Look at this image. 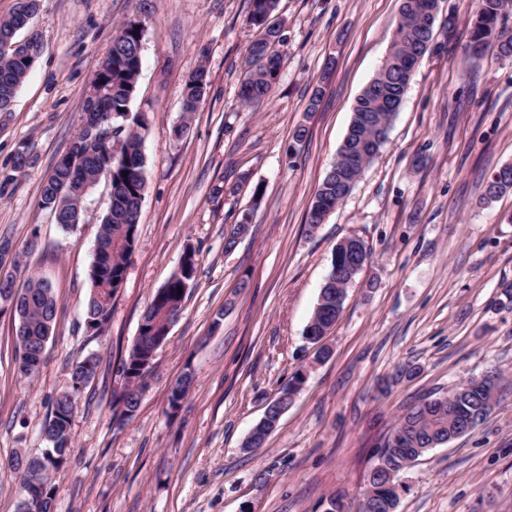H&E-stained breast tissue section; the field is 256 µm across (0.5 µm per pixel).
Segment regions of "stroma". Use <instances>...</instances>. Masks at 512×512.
I'll list each match as a JSON object with an SVG mask.
<instances>
[{
  "label": "stroma",
  "instance_id": "obj_1",
  "mask_svg": "<svg viewBox=\"0 0 512 512\" xmlns=\"http://www.w3.org/2000/svg\"><path fill=\"white\" fill-rule=\"evenodd\" d=\"M475 7L440 0L433 47L385 146L312 231L310 202L386 58L401 0H278L281 72L253 106L238 96L255 36L248 0H41L33 25L43 52L11 111L0 112V180L9 181L0 238L22 254L17 279L45 278L59 306L32 380L15 372L16 321L0 310V512H16L19 501L10 459L45 448L52 401L90 354L98 372L78 397L70 452L52 479L56 512H327L334 498L354 510L378 446L410 404L490 369L512 385V304L501 294L512 282V192L479 203L490 175L512 164V58H468ZM133 18L146 28L130 110L147 118V189L125 280L95 331L85 307L109 185L88 196L73 232L42 209L41 187L78 128L115 29ZM201 64L209 84L187 115L185 80ZM184 121L188 131L174 136ZM301 126L308 135L299 142ZM21 149L30 164L16 174ZM244 219L248 235L225 249L228 228ZM34 234L41 247L25 253ZM350 234L371 257L320 362L304 330L333 249ZM189 246L196 278L136 415L123 418L122 361ZM188 368L195 385L171 411L170 388ZM299 370L306 379L275 431L243 452L264 402ZM403 478L397 512H512V389L482 426L434 448Z\"/></svg>",
  "mask_w": 512,
  "mask_h": 512
}]
</instances>
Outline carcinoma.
Masks as SVG:
<instances>
[{"label": "carcinoma", "instance_id": "1", "mask_svg": "<svg viewBox=\"0 0 512 512\" xmlns=\"http://www.w3.org/2000/svg\"><path fill=\"white\" fill-rule=\"evenodd\" d=\"M40 0H17L14 12L0 18V37L22 41V33L13 31L19 10L34 11ZM439 7L436 0H403L401 19L391 47L396 49L395 63L382 65L370 86L359 96L349 126L348 134L340 147L336 162L319 184L309 208V228L323 223L324 219L355 188L365 168L379 154L387 139L379 138L382 131H390L393 118L402 103L407 79L403 69L422 58L431 49L433 28L437 14L426 13L418 4ZM509 0H478L471 18V37L468 53L481 58L492 50L501 58L512 57V27L502 22ZM276 7V0H249L247 23L256 30L255 38L247 48L250 69L242 80L238 95L245 104L265 99L276 84L282 64L280 47L286 38L281 29L269 23ZM145 30L138 23L128 20L113 33L107 52L110 65L104 68L93 84L104 82L107 87L100 107L112 112V117L102 123V132L112 134L108 142L93 145L95 158L80 175L60 172L52 167V176L43 182L41 205L51 213L59 212L67 223L61 228L69 231L83 223L84 202L89 193L82 192L83 184L94 178L103 160L112 167V210L106 212L99 224L97 241L102 249L95 252L90 270L91 291L86 307L88 327L98 331L108 321L112 299L124 282L128 259L136 237L141 200L146 188L145 158L142 151V130L146 129L144 115L131 113L129 104L137 91L141 72L142 49ZM30 68L13 59V51L0 49V102L3 95H16L25 82ZM208 86V72L200 64L185 81L186 112L195 111V102L202 98ZM370 141L374 149L361 154L357 145ZM507 192H512V164L501 166L487 181L480 199L489 204ZM359 245L353 236L336 244L331 267L320 289L319 296L306 327L310 341L318 340L323 330L339 319L344 302L337 301V292L347 291L354 283L359 269L349 264L347 256ZM188 266L172 274L167 283L153 296L143 313V325L127 357L123 361L126 387L118 397L121 415L131 418L137 411L141 386L137 385L140 373L156 342L167 338L168 325L181 309L189 282L194 280L198 262L196 253L188 248ZM58 300L50 284L37 274L26 278L21 289L16 327L18 355L16 371L24 378L36 376L43 359L45 343L53 333L57 318ZM93 365L91 375H96L99 362L94 357L76 363L70 370V387L52 402L50 417L45 420L42 432L48 436L49 447L38 456L18 454L11 464L20 473L21 500L18 512H52L56 492L51 475L67 460L72 443V416L77 406V395L87 382L83 380L85 363ZM194 385V377L183 374L171 389L168 401L176 410ZM506 381L497 371L470 378L445 395L432 394L413 406L403 415L396 428L404 435V443L392 446L384 442L378 450V465L386 471L400 472L415 463L429 450L448 442L457 427L475 430L499 404ZM399 494L385 481L373 485L371 496L363 497L357 512H388L397 507Z\"/></svg>", "mask_w": 512, "mask_h": 512}]
</instances>
